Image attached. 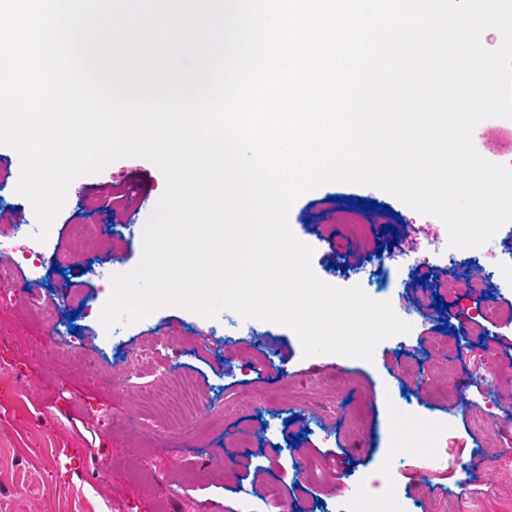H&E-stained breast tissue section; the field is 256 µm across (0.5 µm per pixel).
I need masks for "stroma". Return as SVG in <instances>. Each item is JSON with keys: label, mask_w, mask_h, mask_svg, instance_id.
<instances>
[{"label": "stroma", "mask_w": 512, "mask_h": 512, "mask_svg": "<svg viewBox=\"0 0 512 512\" xmlns=\"http://www.w3.org/2000/svg\"><path fill=\"white\" fill-rule=\"evenodd\" d=\"M486 160L512 159V120L490 118L473 132ZM21 159L0 146V241L13 266L0 279V512H332L359 497L383 459L395 458L387 480L407 512H512V268L462 263L456 274L482 273L487 287L419 317L423 291L437 293L448 273V244L433 247L440 220L372 186L331 182L300 195L288 223L313 250L312 269L323 282L389 292L410 324L409 333L380 342L372 361L338 355L304 356L289 327L224 310L207 319L187 309L160 308L139 321L118 317L111 329L97 309L110 298V275L130 271L142 257L143 228L166 188L150 161L116 160L77 177L47 238L27 227L36 216L17 194ZM136 185L129 209L109 215L114 185ZM376 202L359 212L370 232L359 245L341 246L340 225L351 201ZM74 224L98 231L83 247ZM394 233H383V226ZM412 236L428 260L415 274L378 267L394 237ZM80 250L105 275L53 271L56 254ZM427 275L426 284L415 281ZM83 300L73 308L70 293ZM495 303L507 322L474 329L476 308ZM54 331L40 335L43 316ZM157 355L140 367L156 386L191 380L196 417L184 422L139 420L141 394L108 384L111 370L139 349ZM485 367L469 371L471 352ZM87 363L70 370L73 353ZM368 403L355 410L360 398ZM436 423L417 448H398L391 426L396 408ZM78 449L79 461L66 452Z\"/></svg>", "instance_id": "stroma-1"}]
</instances>
